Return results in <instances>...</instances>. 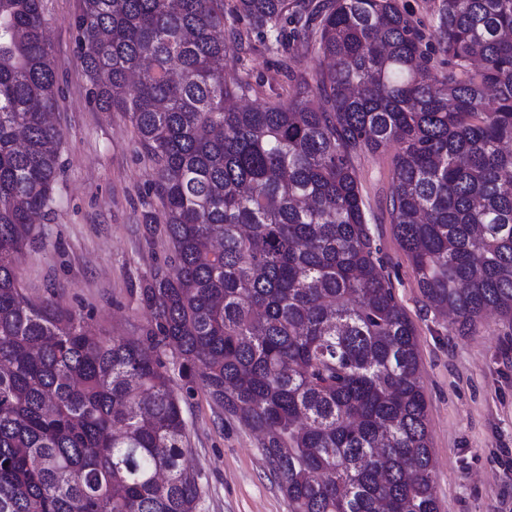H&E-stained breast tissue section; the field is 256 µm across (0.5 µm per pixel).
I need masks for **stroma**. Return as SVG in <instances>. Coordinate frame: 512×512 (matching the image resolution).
<instances>
[{
	"mask_svg": "<svg viewBox=\"0 0 512 512\" xmlns=\"http://www.w3.org/2000/svg\"><path fill=\"white\" fill-rule=\"evenodd\" d=\"M78 4L43 0L61 92L53 116L63 134L61 167L53 212L15 272L31 299H59L95 335L137 336L147 320L137 290L165 266L171 244L162 225L143 220L152 171L128 117L101 111L91 98L72 24ZM225 45L228 82L250 79L268 100L287 84L284 65L298 80L311 79L317 66L306 53L292 59L256 38ZM392 158L389 149L366 153L357 168L384 271L416 328L439 510L512 512V322L486 316L461 334L427 307L385 208ZM185 417V463L204 490L200 512H288L249 429L201 393Z\"/></svg>",
	"mask_w": 512,
	"mask_h": 512,
	"instance_id": "1",
	"label": "stroma"
}]
</instances>
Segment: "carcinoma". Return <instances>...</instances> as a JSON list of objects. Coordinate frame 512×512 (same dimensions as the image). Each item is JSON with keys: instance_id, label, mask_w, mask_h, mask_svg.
<instances>
[{"instance_id": "cac0c4a2", "label": "carcinoma", "mask_w": 512, "mask_h": 512, "mask_svg": "<svg viewBox=\"0 0 512 512\" xmlns=\"http://www.w3.org/2000/svg\"><path fill=\"white\" fill-rule=\"evenodd\" d=\"M314 15L79 0L94 102L129 118L161 206L145 223L172 243L129 339L16 277L63 137L42 0H0V512H199L182 460L200 391L260 436L290 512H439L416 332L356 161L394 149L390 222L427 306L461 332L512 321V0H440L427 35L396 0ZM290 20L313 82L246 104L259 92L224 82L225 36L277 50Z\"/></svg>"}]
</instances>
